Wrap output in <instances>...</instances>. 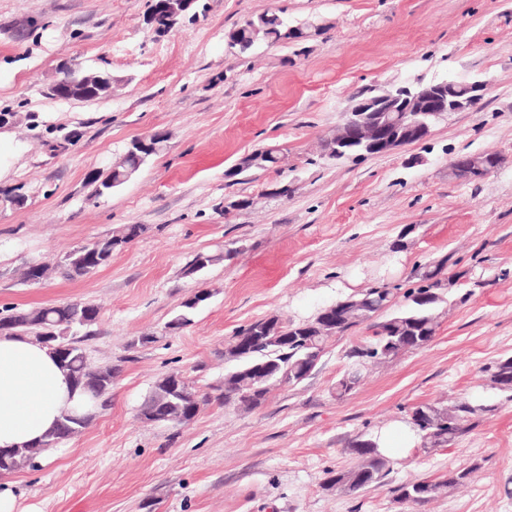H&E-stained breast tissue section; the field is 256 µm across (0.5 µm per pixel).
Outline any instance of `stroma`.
<instances>
[{"label":"stroma","mask_w":512,"mask_h":512,"mask_svg":"<svg viewBox=\"0 0 512 512\" xmlns=\"http://www.w3.org/2000/svg\"><path fill=\"white\" fill-rule=\"evenodd\" d=\"M150 0H0V132L18 154L0 194V311L79 299L99 311L77 338L94 363L116 366L112 395L77 437L36 468L10 474L27 512H512V399L489 364L512 356V0H199L164 34ZM285 10L308 37L240 54L228 32ZM75 59L122 81L90 102L54 97L59 64ZM486 80L472 110L449 113L424 143L328 163L322 143L355 93L420 79ZM168 135L166 149L112 194L93 173L127 143ZM276 146L280 169L228 177L239 159ZM495 152L484 179L448 174L464 153ZM251 199L225 212L226 198ZM124 224L144 233L89 277L26 283L28 263L57 261ZM405 247L393 251L397 239ZM231 258L199 275V252ZM444 262L434 339L374 366L336 398L357 327L326 345L301 383L245 411L204 404L185 425L148 423L140 408L161 375L200 391L222 386L235 331L275 315L299 321L371 286L404 294ZM209 292L190 325L167 322ZM477 406L447 448L412 441L382 483L349 495L328 471L354 466L361 435L408 421L423 402ZM469 470L465 485L425 505L398 486Z\"/></svg>","instance_id":"obj_1"}]
</instances>
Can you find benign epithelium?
<instances>
[{
    "label": "benign epithelium",
    "instance_id": "1",
    "mask_svg": "<svg viewBox=\"0 0 512 512\" xmlns=\"http://www.w3.org/2000/svg\"><path fill=\"white\" fill-rule=\"evenodd\" d=\"M489 90L486 80L388 84L349 106L329 142L361 149L369 156L385 155L425 140L430 120L474 108ZM450 168L455 173L465 169L471 175H482L489 165L486 154L474 153L454 158Z\"/></svg>",
    "mask_w": 512,
    "mask_h": 512
}]
</instances>
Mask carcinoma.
I'll list each match as a JSON object with an SVG mask.
<instances>
[{
	"mask_svg": "<svg viewBox=\"0 0 512 512\" xmlns=\"http://www.w3.org/2000/svg\"><path fill=\"white\" fill-rule=\"evenodd\" d=\"M254 27L261 30L263 40L268 44L294 42L282 12H264L230 31L228 47L242 53L249 50ZM144 163L145 160L128 155L123 165L107 169L108 179L119 187L123 185L127 169L139 168ZM277 163L276 159L254 162L248 155L241 159V165L235 168L234 173L238 176L266 170ZM143 231L140 224L119 226L96 241L66 254L50 271L53 274L59 272L70 280L90 275L111 261L115 252L114 241L129 244ZM223 259L222 254L199 252L186 268V274L201 272ZM444 266L445 261L442 260L426 268L421 279L428 285L408 291L404 295L406 304L400 307L393 289L378 286L342 296L305 321L286 323L277 316H271L242 326L224 345V362L232 364V367L224 373V386L219 388L218 394H201L187 380L178 391L172 392L163 376L154 383L141 411L161 414L190 412L196 415L201 405L212 399L226 406H244L250 410L259 408L267 401L272 389L302 382L315 367L329 340L364 325L372 331V336L349 351L348 357L353 359L352 368L336 380V398L342 399L355 389L363 369L395 359L409 350L424 348L434 339L438 305L444 301L436 289L441 286ZM196 309L195 304L181 303L166 328L177 330L191 324ZM97 318L98 309L83 302L77 305L67 302L12 307L8 313L0 315V330L21 333L39 343L44 342V332L50 328L64 334L67 350L59 362L69 371L75 387L95 403L105 406L112 393V379L117 369L91 364L79 341L71 336L73 330L91 326ZM488 372L494 387L512 399V356L499 359L488 367ZM477 411L478 408L466 401L452 404L437 401L414 406L409 420L423 447L446 448L466 432L469 416ZM87 423L85 414H65L57 429L47 436L42 445L1 451L0 467L13 472L34 467L44 451L64 438L81 433ZM352 448L358 455L357 464L348 469L329 471L325 482L327 488L355 494L380 484L390 471L391 459L381 450L378 438L357 439ZM469 475L470 472L461 470L439 481L425 479L405 483L398 488L397 500L401 503H426L463 485Z\"/></svg>",
	"mask_w": 512,
	"mask_h": 512,
	"instance_id": "carcinoma-1",
	"label": "carcinoma"
}]
</instances>
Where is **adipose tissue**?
Instances as JSON below:
<instances>
[{
    "instance_id": "ef3b65f1",
    "label": "adipose tissue",
    "mask_w": 512,
    "mask_h": 512,
    "mask_svg": "<svg viewBox=\"0 0 512 512\" xmlns=\"http://www.w3.org/2000/svg\"><path fill=\"white\" fill-rule=\"evenodd\" d=\"M83 406L48 347L27 336L0 335V448L38 442L64 413Z\"/></svg>"
}]
</instances>
